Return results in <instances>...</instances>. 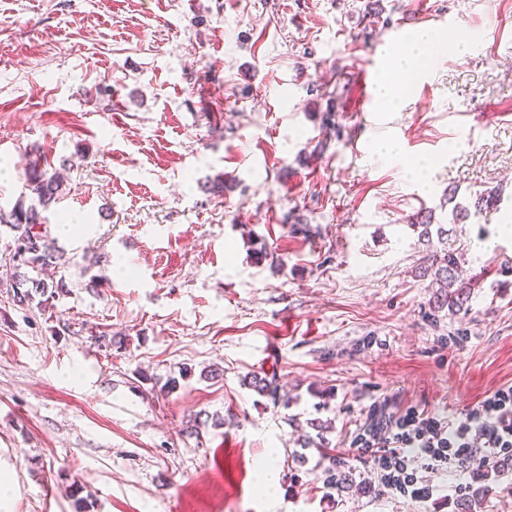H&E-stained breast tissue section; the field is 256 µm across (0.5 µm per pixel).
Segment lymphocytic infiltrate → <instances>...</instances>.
Here are the masks:
<instances>
[{
    "instance_id": "1",
    "label": "lymphocytic infiltrate",
    "mask_w": 512,
    "mask_h": 512,
    "mask_svg": "<svg viewBox=\"0 0 512 512\" xmlns=\"http://www.w3.org/2000/svg\"><path fill=\"white\" fill-rule=\"evenodd\" d=\"M352 445L402 495L425 500L431 490L423 472H465L512 454V385L488 395L465 417L410 409L364 429Z\"/></svg>"
}]
</instances>
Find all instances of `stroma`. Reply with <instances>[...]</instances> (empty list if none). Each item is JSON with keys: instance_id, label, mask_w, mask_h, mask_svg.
<instances>
[{"instance_id": "35a3bbf8", "label": "stroma", "mask_w": 512, "mask_h": 512, "mask_svg": "<svg viewBox=\"0 0 512 512\" xmlns=\"http://www.w3.org/2000/svg\"><path fill=\"white\" fill-rule=\"evenodd\" d=\"M425 28L447 50L389 73ZM39 151L70 166L47 213L68 293L15 304L0 232L10 512H74L75 483L89 512H454L477 484L428 473L417 502L349 443L512 385V0H0V206ZM452 189L499 203L457 221ZM445 248L471 284L453 314L423 274ZM331 463L352 488L326 492ZM248 386H250L254 391L258 394L267 397L273 403L284 402V404L288 403V398L284 399L283 396L279 394L280 388L277 378L275 376L271 377H258L257 375L250 376Z\"/></svg>"}]
</instances>
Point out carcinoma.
<instances>
[{"label": "carcinoma", "mask_w": 512, "mask_h": 512, "mask_svg": "<svg viewBox=\"0 0 512 512\" xmlns=\"http://www.w3.org/2000/svg\"><path fill=\"white\" fill-rule=\"evenodd\" d=\"M64 181L59 174L37 159L26 166L25 190L37 200V204L29 206L19 199L11 209L0 208V227L12 233L13 297L19 305H28L35 296H40L39 304L46 305L50 301L67 292L65 277L61 276L49 282L30 276L48 267L63 269L67 265L64 254L56 251L47 241L45 224L47 217L43 212L57 203L63 195ZM497 202L496 193L489 191L479 193L471 202V206L456 205L453 208L455 218L465 220L472 215L478 216L492 208ZM430 264L424 272H433V281L443 289L441 298L436 300L437 308H448L450 311L462 307L466 298V287H453L457 281L460 257L457 252L448 250L443 254H434L428 258ZM248 386L258 394L267 397L273 403L284 401L280 395L277 378L250 377ZM488 492V487L470 488L456 501V512H476L481 508Z\"/></svg>", "instance_id": "1"}]
</instances>
